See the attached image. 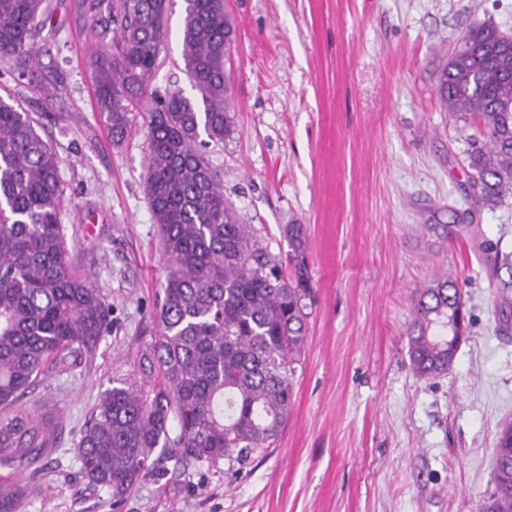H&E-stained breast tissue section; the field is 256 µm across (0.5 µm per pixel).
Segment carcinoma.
<instances>
[{
    "instance_id": "1",
    "label": "carcinoma",
    "mask_w": 512,
    "mask_h": 512,
    "mask_svg": "<svg viewBox=\"0 0 512 512\" xmlns=\"http://www.w3.org/2000/svg\"><path fill=\"white\" fill-rule=\"evenodd\" d=\"M184 3L182 60L193 97L152 85L163 64L169 0H82L100 41L90 56L96 109L116 141L140 119L149 205L170 262L161 336L144 354L157 383L101 393L78 443L83 477L115 500L156 467L158 448L217 462L274 439L293 404V364L306 339L305 226L284 227L287 276L282 261L252 242L202 152L233 127L224 68L233 28L224 0ZM45 26L43 0H0V53L36 63L33 39ZM436 89L451 116L483 137L469 152L477 198L503 203L512 197V37L473 25L438 72ZM59 170L31 115L0 98V467L15 470L46 455L48 428L12 408L51 365L71 369L90 359L112 327V306L71 266ZM459 300L446 275L421 291L408 334L417 373L452 365L448 324L460 319ZM494 457V489L479 512H512L511 425ZM24 494L19 481L0 483V512H17Z\"/></svg>"
}]
</instances>
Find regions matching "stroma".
Returning <instances> with one entry per match:
<instances>
[{
	"label": "stroma",
	"instance_id": "obj_1",
	"mask_svg": "<svg viewBox=\"0 0 512 512\" xmlns=\"http://www.w3.org/2000/svg\"><path fill=\"white\" fill-rule=\"evenodd\" d=\"M234 23V125L205 153L253 241L286 257L282 229L308 230L307 339L294 404L266 448L218 462L168 458L120 501L87 484L77 443L99 395L138 386L160 336L167 262L145 192L141 131L121 142L93 103V46L79 0H46L37 79L0 56V96L56 150L63 222L77 270L112 306L91 361L55 367L21 409L50 423L52 454L23 476L20 512H478L494 487V444L512 422V199L473 196L475 134L436 94V75L476 23L512 35V0H225ZM168 11L154 84L188 88ZM456 281L466 335L447 373L416 375L407 355L418 292Z\"/></svg>",
	"mask_w": 512,
	"mask_h": 512
}]
</instances>
